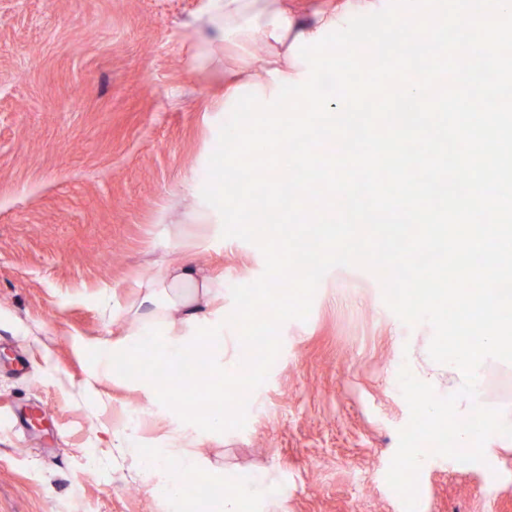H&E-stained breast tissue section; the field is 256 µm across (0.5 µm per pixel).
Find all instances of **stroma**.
<instances>
[{
    "mask_svg": "<svg viewBox=\"0 0 512 512\" xmlns=\"http://www.w3.org/2000/svg\"><path fill=\"white\" fill-rule=\"evenodd\" d=\"M207 4L0 0V512H168L110 459L115 433L172 448L177 425L120 382H89L77 344L120 335L152 261L228 289L263 273L253 244L191 225L204 243L189 250L165 233L220 132L224 56L198 57ZM432 336L389 309L375 274L332 268L308 319L282 325L244 428L210 442L215 468L284 485L269 512H404L386 479L410 419L398 375L447 385ZM479 402L512 412V364L490 361ZM487 445L482 463L428 456L418 512H512V438Z\"/></svg>",
    "mask_w": 512,
    "mask_h": 512,
    "instance_id": "stroma-1",
    "label": "stroma"
}]
</instances>
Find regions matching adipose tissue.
Returning <instances> with one entry per match:
<instances>
[{"mask_svg":"<svg viewBox=\"0 0 512 512\" xmlns=\"http://www.w3.org/2000/svg\"><path fill=\"white\" fill-rule=\"evenodd\" d=\"M385 8V0H337L334 12L306 25L289 0H209L202 22L235 61L234 68L224 74L225 140H235L240 134L234 113L254 108L280 112L304 85L309 60L303 47L319 44L355 14L379 13ZM258 43L269 50L259 63L252 58V48ZM223 302V278L193 263L159 265L122 310L123 338L104 345L87 344L80 351L90 354L97 375H111L116 359L147 352L173 372L182 371L200 355L209 370L222 372L229 345L224 340V324L214 320L213 313ZM223 430L224 417L217 414L203 430L181 435L175 448H141L123 433L116 440L122 460L140 467L145 483H159L175 501L184 483L210 465L202 443ZM224 483L228 493L215 502L214 512H238L246 498L274 503L285 494L281 486L261 484L247 474L230 475Z\"/></svg>","mask_w":512,"mask_h":512,"instance_id":"adipose-tissue-1","label":"adipose tissue"}]
</instances>
